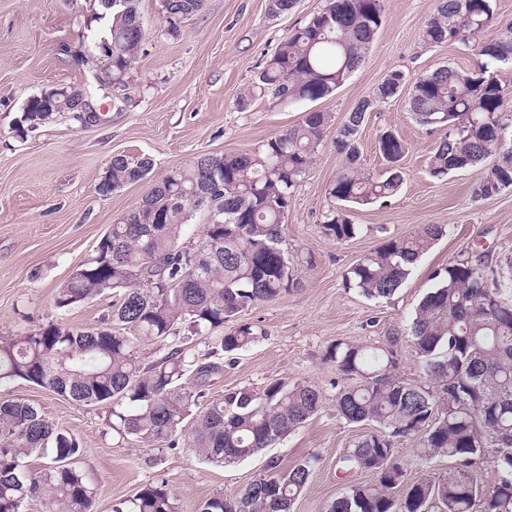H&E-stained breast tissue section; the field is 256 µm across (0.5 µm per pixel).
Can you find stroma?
I'll return each mask as SVG.
<instances>
[{
  "label": "stroma",
  "mask_w": 512,
  "mask_h": 512,
  "mask_svg": "<svg viewBox=\"0 0 512 512\" xmlns=\"http://www.w3.org/2000/svg\"><path fill=\"white\" fill-rule=\"evenodd\" d=\"M323 0H297L274 15L269 0H205L202 11L170 26L162 0H139L145 40L125 90L99 98L103 120L84 122L76 112L17 137L13 131L33 96L53 87L93 80L92 68L75 65L88 31V0H0V335H21L48 321L86 327L107 311L109 298L69 312L54 297L72 271L94 250L115 219L135 207L149 181L111 196L96 187L112 156L152 159L153 177L180 167L198 153L256 151L265 141L301 122L306 112H348L392 71L403 72L398 96L369 112L358 133L364 167L379 174L387 164L377 150L381 130L406 144L404 181L384 203L351 209L356 238L336 243L321 228L331 201L326 189L345 163L332 138L319 145L314 162L294 193L282 226L288 259L300 284L285 297L260 302L240 315L261 333L234 355L233 364L205 386L207 397L249 387L263 391L273 380L310 382L322 390V408L279 444L238 464L214 467L187 448L124 442L109 433L104 409L78 404L47 389L17 382L0 398L30 403L70 430L85 450L78 466L97 489L95 512L132 498L146 482L163 479L177 496L178 512H198L207 498L236 494L266 473L269 464L291 468L307 456L319 462L293 512H326L343 490L336 463L362 427L336 415L343 381L324 359L339 342L377 345L406 327L435 271L453 261L486 254L492 266L512 257V188L477 198L487 173L477 165L436 180L428 173L436 139L411 114L412 82L442 65L478 68L474 44H428L422 29L434 0H383L384 22L363 63L335 95L317 102L280 105L270 99L240 107V94L290 32L318 11ZM439 224L443 236L421 257L388 299L374 300L347 287L349 269L387 236H404Z\"/></svg>",
  "instance_id": "1"
}]
</instances>
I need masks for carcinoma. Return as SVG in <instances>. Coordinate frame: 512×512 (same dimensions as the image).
Here are the masks:
<instances>
[{
  "instance_id": "1",
  "label": "carcinoma",
  "mask_w": 512,
  "mask_h": 512,
  "mask_svg": "<svg viewBox=\"0 0 512 512\" xmlns=\"http://www.w3.org/2000/svg\"><path fill=\"white\" fill-rule=\"evenodd\" d=\"M204 0H164L172 31L175 20L201 11ZM382 0H324L295 28L239 98L276 102L331 98L361 64L383 24ZM139 0H119L87 18L91 41L72 54L77 65L93 64L95 84L69 88L53 108L29 100L14 127L19 137L72 111L79 95L94 97L107 81L127 83L143 35ZM497 28L480 47L487 62L473 71L450 65L416 79L408 99L416 121L438 134L428 163L437 180L450 172L492 160L474 189L477 198L512 187V146L501 143L512 130V89L490 71L512 65V21L497 20L492 0H437L422 30L429 44L466 43ZM112 44V65L101 45ZM404 75L391 72L374 96L361 100L336 127V148L346 162L327 194L342 206L330 209L323 233L338 243L356 237L346 207L369 206L397 193L403 183L404 142L392 131L378 135L388 170L375 176L360 164L358 132L377 104L398 96ZM331 113L311 111L303 121L269 139L253 154H224L212 166L208 154L168 170L153 181L140 207L110 225L93 253L58 289L55 308L67 312L104 295L111 310L92 327L50 321L22 335L0 339V388L17 381L46 388L87 406L106 409V425L124 442L170 448L183 443L207 463L228 466L280 443L322 407L323 394L310 383L278 380L257 394L231 388L205 399L202 387L224 370L218 352L232 353L257 340L258 330L241 323L224 332L257 302L273 301L299 284L284 248L282 224L293 192L310 169L317 147L330 133ZM153 162L115 155L97 185L118 191L148 178ZM203 214L197 248L180 243L184 226ZM443 234L439 224L387 237L347 272L346 282L363 296L388 299L413 265ZM437 286L417 305L407 328L381 345L338 342L325 360L346 386L336 393V415L370 429L339 458L343 477L369 472V484L352 483L328 512H512V301L490 285L487 263L478 256L450 262L436 272ZM216 337L220 351L202 356L176 347L145 366L144 345L176 336ZM410 338L422 377L398 373L396 346ZM414 439L413 461L436 457L453 463L438 476L410 479L396 444ZM46 455L38 471L27 468L33 453ZM84 448L76 436L26 402L0 401V512H24L39 499L41 512H92L96 492L76 458ZM489 462L495 483L480 486L474 472ZM303 458L291 469L259 477L233 496L222 493L199 512H292L314 470ZM112 512H177L163 480L146 483Z\"/></svg>"
}]
</instances>
